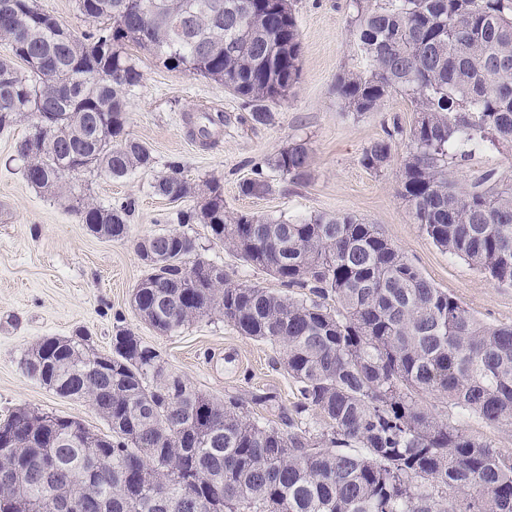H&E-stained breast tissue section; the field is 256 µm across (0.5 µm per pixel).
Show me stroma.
I'll return each instance as SVG.
<instances>
[{
	"label": "stroma",
	"instance_id": "obj_1",
	"mask_svg": "<svg viewBox=\"0 0 512 512\" xmlns=\"http://www.w3.org/2000/svg\"><path fill=\"white\" fill-rule=\"evenodd\" d=\"M348 4L292 0L301 33L300 75L286 97L271 104L272 119L266 125H253L249 106L223 85L165 69L148 53L138 52L142 82L128 96L126 130L150 147L155 157L151 169L120 180L85 172L69 177L61 194L47 195L27 182L17 156L29 122L0 131L1 420L27 406L108 433L107 422L87 400L57 395L29 377L22 361L38 340L70 337L80 330L94 349L108 352L119 324L154 347L167 369L193 389L221 401L239 397L261 422L279 423L291 406L295 385L268 345L240 336L218 316L165 335L142 321L131 305L132 291L145 273L135 250L137 239L176 227L180 211L196 205L192 198L172 202L152 193L151 183L173 161L180 162L183 177L193 186L219 181L224 209L231 215L298 219L327 213L364 219L478 319L512 324V283L490 280L437 248L415 224L399 193V171L415 120L409 101L394 95L379 111L359 115L337 96V75L361 64L348 26ZM204 107L222 109L227 118L211 147L201 146L190 134ZM387 136L393 139V161L383 173L370 172L360 164V153ZM300 139L310 148L303 180L284 179L269 168L258 171V163ZM453 172L463 185L486 172L512 179V145L484 144ZM259 173L269 191L243 195L241 184ZM80 197L104 205L134 198L128 238L108 241L90 232L74 209ZM187 230L200 254L222 262L234 279L280 291L279 281L267 271L247 266L235 253L214 245L204 225L191 224ZM444 413L450 424L512 454V426H495L452 407Z\"/></svg>",
	"mask_w": 512,
	"mask_h": 512
}]
</instances>
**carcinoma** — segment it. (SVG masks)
<instances>
[{
	"mask_svg": "<svg viewBox=\"0 0 512 512\" xmlns=\"http://www.w3.org/2000/svg\"><path fill=\"white\" fill-rule=\"evenodd\" d=\"M77 0L101 22L77 35L37 0H0V130L30 120L36 140L17 147L28 182L56 194L70 176L125 178L153 167L151 149L126 132L127 94L141 81L129 47L165 68L201 75L252 103L298 80L300 32L290 0ZM360 69L336 79L350 112L409 98L415 122L400 194L434 244L497 282H512V182L488 172L462 187L450 169L485 142L512 143V0H351ZM25 70H19L14 60ZM207 147L224 113L202 111ZM392 139L363 148L375 173ZM307 142L268 160L299 180ZM152 184L178 201L195 193L181 165ZM134 201L81 203L83 223L129 235ZM179 224H203L247 265L271 272L275 293L234 280L197 254L179 228L132 306L163 334L220 315L271 346L296 387L282 426L262 424L235 397L218 402L167 370L161 355L117 326L99 354L82 332L25 354L27 375L66 398H91L110 426L18 408L0 427V512H512V456L443 419L434 397L493 425H512V325H490L426 279L375 225L351 215L274 219L224 214L215 180ZM195 276H190V273ZM336 307H331L330 302ZM75 505L60 509L46 497Z\"/></svg>",
	"mask_w": 512,
	"mask_h": 512,
	"instance_id": "1",
	"label": "carcinoma"
}]
</instances>
